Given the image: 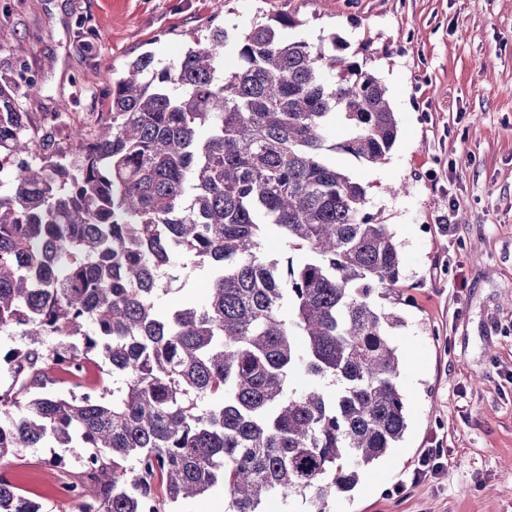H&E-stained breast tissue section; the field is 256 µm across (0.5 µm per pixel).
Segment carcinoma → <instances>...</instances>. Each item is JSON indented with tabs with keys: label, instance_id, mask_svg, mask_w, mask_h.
<instances>
[{
	"label": "carcinoma",
	"instance_id": "obj_1",
	"mask_svg": "<svg viewBox=\"0 0 512 512\" xmlns=\"http://www.w3.org/2000/svg\"><path fill=\"white\" fill-rule=\"evenodd\" d=\"M297 26L282 15L171 62L138 56L112 83L109 117L66 146L20 106L37 80L0 78V168L13 169L0 333L23 340L0 353L22 379L0 387V466L46 444L95 451L76 512H164L219 482L230 512L274 494L329 512L407 429L390 339L402 320L382 304L400 250L331 160L376 168L397 119L336 38L281 39ZM335 124L348 135L331 143ZM265 229L306 259H267ZM202 269L205 303L161 305ZM94 357L98 389H49L51 361ZM0 512L42 510L0 477Z\"/></svg>",
	"mask_w": 512,
	"mask_h": 512
}]
</instances>
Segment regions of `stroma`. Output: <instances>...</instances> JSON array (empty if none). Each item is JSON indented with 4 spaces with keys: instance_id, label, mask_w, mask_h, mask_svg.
Here are the masks:
<instances>
[{
    "instance_id": "obj_1",
    "label": "stroma",
    "mask_w": 512,
    "mask_h": 512,
    "mask_svg": "<svg viewBox=\"0 0 512 512\" xmlns=\"http://www.w3.org/2000/svg\"><path fill=\"white\" fill-rule=\"evenodd\" d=\"M279 14L301 22L287 37L369 46L398 121L380 167L336 163L401 252L386 305L403 320L391 340L408 427L330 512H512V0H0V76L26 64L41 87L21 101L33 121L89 128L137 56L171 59L217 26L244 33ZM428 449L442 466L414 480ZM80 455L30 448L0 473L45 512H73L55 487Z\"/></svg>"
}]
</instances>
